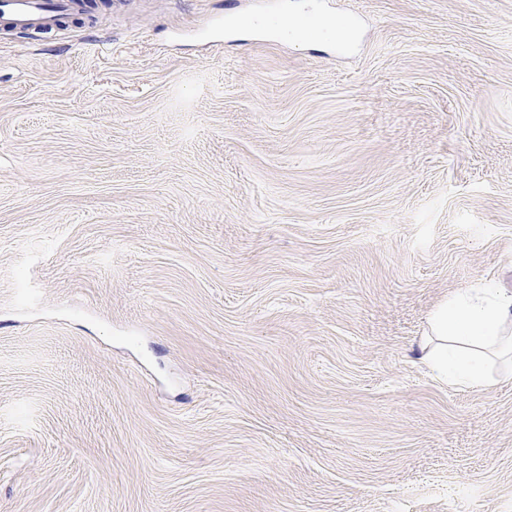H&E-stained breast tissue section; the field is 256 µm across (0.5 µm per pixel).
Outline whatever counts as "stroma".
Masks as SVG:
<instances>
[{
    "label": "stroma",
    "mask_w": 512,
    "mask_h": 512,
    "mask_svg": "<svg viewBox=\"0 0 512 512\" xmlns=\"http://www.w3.org/2000/svg\"><path fill=\"white\" fill-rule=\"evenodd\" d=\"M107 0L0 34V512H512V0ZM512 294L493 288L459 290L432 316L435 341L418 360L449 383L480 386L490 380L492 356L512 352Z\"/></svg>",
    "instance_id": "35a3bbf8"
}]
</instances>
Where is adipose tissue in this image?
<instances>
[{"instance_id": "ef3b65f1", "label": "adipose tissue", "mask_w": 512, "mask_h": 512, "mask_svg": "<svg viewBox=\"0 0 512 512\" xmlns=\"http://www.w3.org/2000/svg\"><path fill=\"white\" fill-rule=\"evenodd\" d=\"M432 344L419 359L448 382L480 386L491 359L512 351V294L467 288L452 294L432 316Z\"/></svg>"}]
</instances>
